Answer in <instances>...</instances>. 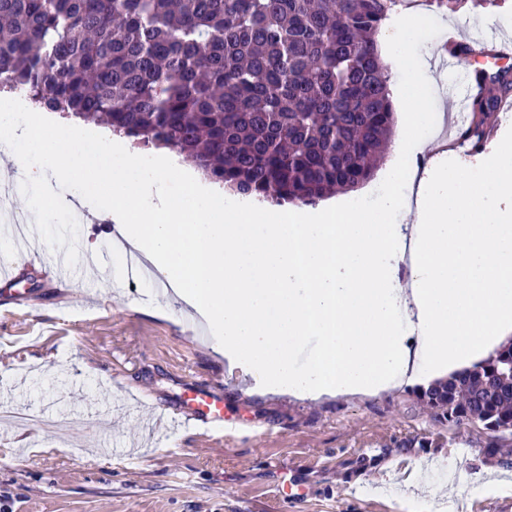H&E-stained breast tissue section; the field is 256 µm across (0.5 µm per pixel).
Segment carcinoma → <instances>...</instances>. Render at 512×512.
<instances>
[{
	"instance_id": "obj_1",
	"label": "carcinoma",
	"mask_w": 512,
	"mask_h": 512,
	"mask_svg": "<svg viewBox=\"0 0 512 512\" xmlns=\"http://www.w3.org/2000/svg\"><path fill=\"white\" fill-rule=\"evenodd\" d=\"M411 0H0V92L99 120L184 155L224 190L313 206L374 175L396 134L378 37ZM455 13L504 0H430ZM481 87L465 135L512 98V66L468 64ZM425 406L443 423L512 432V375L491 359Z\"/></svg>"
}]
</instances>
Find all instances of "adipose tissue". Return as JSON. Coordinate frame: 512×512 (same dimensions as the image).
I'll return each instance as SVG.
<instances>
[{
	"mask_svg": "<svg viewBox=\"0 0 512 512\" xmlns=\"http://www.w3.org/2000/svg\"><path fill=\"white\" fill-rule=\"evenodd\" d=\"M423 24L409 13L381 31L405 129L380 171L397 189L374 205L230 206L189 164L171 182L167 154L143 172L124 143L86 141L80 123L45 114L23 130L1 122L0 146L39 157L30 181L81 177L97 215L121 224L125 243L217 331L215 349L247 359L271 389L319 398L426 386L512 341V140L475 171L444 159L422 173L400 167L427 144ZM310 340L313 356L296 365Z\"/></svg>",
	"mask_w": 512,
	"mask_h": 512,
	"instance_id": "obj_1",
	"label": "adipose tissue"
}]
</instances>
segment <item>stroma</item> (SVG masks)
Listing matches in <instances>:
<instances>
[{"mask_svg":"<svg viewBox=\"0 0 512 512\" xmlns=\"http://www.w3.org/2000/svg\"><path fill=\"white\" fill-rule=\"evenodd\" d=\"M452 33L491 45L512 38V5L427 11L421 52L444 87L455 73L438 63ZM84 191L79 179L55 177L10 203L33 245L15 285L31 304L0 302V409L69 422L56 432L0 422V494L14 512H409L411 498L435 489L434 462L451 459L494 485L481 496L447 489L433 512L453 502L512 512V434L437 422L414 386L318 400L264 391L248 365L214 350L207 323L174 292L128 287L112 221L63 219L62 201ZM50 194L59 204L44 217ZM63 249L75 268L65 284L45 276ZM91 250L110 272L94 285L80 268ZM187 384L223 397V446L178 418ZM285 481L302 496H283Z\"/></svg>","mask_w":512,"mask_h":512,"instance_id":"35a3bbf8","label":"stroma"}]
</instances>
